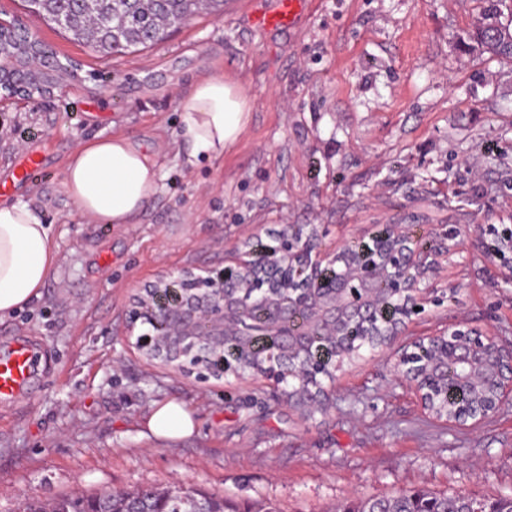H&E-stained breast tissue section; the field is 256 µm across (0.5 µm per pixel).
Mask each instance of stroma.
<instances>
[{"instance_id":"1","label":"stroma","mask_w":512,"mask_h":512,"mask_svg":"<svg viewBox=\"0 0 512 512\" xmlns=\"http://www.w3.org/2000/svg\"><path fill=\"white\" fill-rule=\"evenodd\" d=\"M224 0L149 48L105 57L0 0L67 72L53 96L0 101V181L24 152L41 173L9 195L50 224L59 260L42 295L0 320V353L43 348L34 395L0 405V512L80 492L184 488L230 512H334L399 491L512 496V403L476 426L428 417L387 356L337 372L332 406L303 418L263 377L200 382L128 345L136 289L170 268L223 266L248 233L272 242L314 224L332 253L376 224L435 246L456 228L440 304L396 346L465 323L512 342V283L473 245L475 225L512 224V62L469 48L479 0H314L291 29ZM236 81L250 107L224 156L189 164L178 93L203 76ZM124 135L157 149L160 180L138 223L79 213L64 187L80 143ZM177 400L193 435L145 422Z\"/></svg>"}]
</instances>
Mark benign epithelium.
<instances>
[{"instance_id":"obj_1","label":"benign epithelium","mask_w":512,"mask_h":512,"mask_svg":"<svg viewBox=\"0 0 512 512\" xmlns=\"http://www.w3.org/2000/svg\"><path fill=\"white\" fill-rule=\"evenodd\" d=\"M481 248L498 261L512 280V225L477 226ZM314 228L291 226L276 244L244 242V250L222 267L198 272L168 269L137 289L129 316V338L148 358L206 381L247 372L232 363L239 352L256 350L255 330L271 347L259 374L279 383L293 375L288 402L307 417L325 413L330 394L322 380H334L328 356L307 363L317 337L333 344L339 359L389 350L413 316L434 302L421 280L436 273L427 256L414 247L401 224H377L368 237L333 254L309 244ZM304 316L294 329L290 318ZM153 333H136L137 323ZM396 379L409 383L425 414L459 426L475 425L512 402V345L489 330L453 324L416 342L413 350L393 353ZM464 370L462 384L475 402L455 410L435 407L448 391V363Z\"/></svg>"}]
</instances>
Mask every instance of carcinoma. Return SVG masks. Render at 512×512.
I'll use <instances>...</instances> for the list:
<instances>
[{"mask_svg": "<svg viewBox=\"0 0 512 512\" xmlns=\"http://www.w3.org/2000/svg\"><path fill=\"white\" fill-rule=\"evenodd\" d=\"M53 5L51 11L40 3L32 9L71 39L110 56L161 40L160 34L185 22V16L214 10L221 0H53ZM9 35L19 60L27 66L41 63L46 49L39 40L29 47V33L19 26L13 27ZM469 39L483 52L512 59V43L502 36L488 35L477 26ZM202 507L224 512L220 500L188 489L154 491L147 496L137 492H104L92 497L75 493L48 503H25L20 512H93L100 508L108 512H152L157 508L164 512H196ZM340 512H512V497L487 502L462 494L435 496L424 491H401L387 498L363 500Z\"/></svg>", "mask_w": 512, "mask_h": 512, "instance_id": "cac0c4a2", "label": "carcinoma"}]
</instances>
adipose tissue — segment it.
Returning a JSON list of instances; mask_svg holds the SVG:
<instances>
[{"label":"adipose tissue","mask_w":512,"mask_h":512,"mask_svg":"<svg viewBox=\"0 0 512 512\" xmlns=\"http://www.w3.org/2000/svg\"><path fill=\"white\" fill-rule=\"evenodd\" d=\"M188 159L223 157L241 137L250 105L238 84L221 76L197 81L179 101ZM154 149L124 136L87 141L71 153L63 181L77 210L107 224L138 223L156 192L159 170ZM50 225L30 206L0 203V319L39 298L58 261ZM157 438L191 436L192 413L181 403H160L147 420Z\"/></svg>","instance_id":"adipose-tissue-1"}]
</instances>
